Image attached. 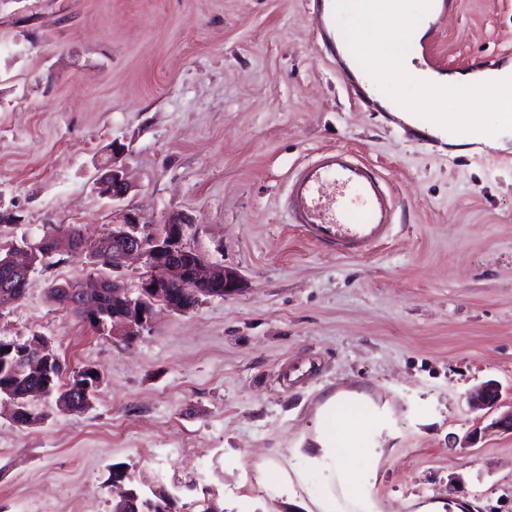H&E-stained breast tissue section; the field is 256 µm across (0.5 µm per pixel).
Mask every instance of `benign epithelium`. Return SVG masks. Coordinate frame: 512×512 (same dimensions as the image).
Masks as SVG:
<instances>
[{
	"label": "benign epithelium",
	"instance_id": "7a95c632",
	"mask_svg": "<svg viewBox=\"0 0 512 512\" xmlns=\"http://www.w3.org/2000/svg\"><path fill=\"white\" fill-rule=\"evenodd\" d=\"M97 184L100 193L114 201L123 200L130 190L122 171L111 164L102 168ZM192 224L189 217L180 214H172L159 224H145L137 213L122 209L112 225L110 254L102 250L101 237L88 241L79 230L56 232L41 243L50 253L65 246L84 255L92 267L106 262L112 269V276L99 278L96 287L89 290L77 282L57 284L58 302L69 309L78 308L87 321L101 324L106 300L112 299L118 305L112 312V336L131 342L148 326L157 306L186 313L202 297L222 298L239 291V273L208 264L200 252L187 244ZM33 255L32 249L16 246L9 251L4 264L26 283L34 269ZM135 256L144 260L147 272L132 290L124 283L122 272L127 261ZM19 283L14 278L0 282V300L16 299ZM27 372L35 379L50 377L49 361L43 359V353L30 360ZM470 402L491 412L498 410L499 385L493 380L480 384Z\"/></svg>",
	"mask_w": 512,
	"mask_h": 512
}]
</instances>
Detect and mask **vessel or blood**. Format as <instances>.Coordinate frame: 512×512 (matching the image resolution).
<instances>
[{"label":"vessel or blood","instance_id":"1","mask_svg":"<svg viewBox=\"0 0 512 512\" xmlns=\"http://www.w3.org/2000/svg\"><path fill=\"white\" fill-rule=\"evenodd\" d=\"M319 32L328 54L336 52V19L316 6ZM289 223L303 227L321 247L357 257L387 240L394 223V192L355 153L325 149L297 166L284 195Z\"/></svg>","mask_w":512,"mask_h":512}]
</instances>
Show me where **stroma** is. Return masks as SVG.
<instances>
[{"mask_svg": "<svg viewBox=\"0 0 512 512\" xmlns=\"http://www.w3.org/2000/svg\"><path fill=\"white\" fill-rule=\"evenodd\" d=\"M428 44L450 74L512 53V0H460ZM344 79L311 0H0V211L18 218L0 242L107 233L96 179L113 162L124 206L189 215L188 244L243 279L126 342L47 297L100 270L37 267L0 304V339L43 337L103 380L79 413H0V512H112L116 466L179 512H311L321 473L289 501L276 469H303L316 412L351 390L393 412L371 490L384 512H512V433L467 404L493 379L512 407V146L418 139ZM325 148L396 193L393 235L366 255L286 219L288 175Z\"/></svg>", "mask_w": 512, "mask_h": 512, "instance_id": "1", "label": "stroma"}]
</instances>
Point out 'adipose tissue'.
<instances>
[{"mask_svg": "<svg viewBox=\"0 0 512 512\" xmlns=\"http://www.w3.org/2000/svg\"><path fill=\"white\" fill-rule=\"evenodd\" d=\"M326 10H354L359 21L357 47L363 61L354 70L362 89L379 97L380 86L392 76L420 89L433 112L444 111L450 101L472 100L512 112V97L502 93L498 79L512 78V67H504L499 78L482 71L450 75L442 80L439 94H432L429 72L405 62L406 41L412 35L418 0H327ZM392 427L389 407L377 406L359 393H336L326 398L314 426L311 447L300 454L312 468H328L329 475L314 499L317 512H382L381 503L369 489L384 455L385 433ZM373 441L369 462L362 470L351 469L349 458L356 438Z\"/></svg>", "mask_w": 512, "mask_h": 512, "instance_id": "ef3b65f1", "label": "adipose tissue"}]
</instances>
